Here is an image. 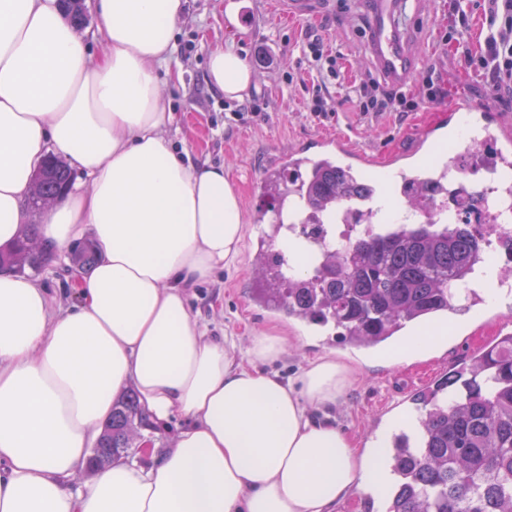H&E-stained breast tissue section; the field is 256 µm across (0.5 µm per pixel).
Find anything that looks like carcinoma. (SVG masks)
<instances>
[{
  "mask_svg": "<svg viewBox=\"0 0 512 512\" xmlns=\"http://www.w3.org/2000/svg\"><path fill=\"white\" fill-rule=\"evenodd\" d=\"M52 173L34 178L31 210L72 184L54 157ZM278 206L309 193L313 215L332 218L334 208L365 188L342 169L320 174L305 190L298 178H279ZM487 237L468 223L382 224L347 246L325 245L314 257L313 274L294 279L273 266L270 292L291 312L336 338L373 349L396 335L448 313L455 286L471 284L489 265ZM52 251L42 245L39 225H25L16 242L0 250V269L40 272ZM71 270L88 273L97 260L92 245L70 249ZM424 405L421 431L394 434L385 451L393 482L384 512H512V335L472 357L460 370L417 397ZM156 427L134 392L115 402L92 450L90 470L128 457L145 431Z\"/></svg>",
  "mask_w": 512,
  "mask_h": 512,
  "instance_id": "obj_1",
  "label": "carcinoma"
}]
</instances>
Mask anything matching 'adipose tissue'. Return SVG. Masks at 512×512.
<instances>
[{
    "mask_svg": "<svg viewBox=\"0 0 512 512\" xmlns=\"http://www.w3.org/2000/svg\"><path fill=\"white\" fill-rule=\"evenodd\" d=\"M187 4L96 0L94 56L58 0H0V246L29 222L33 174L55 152L86 181L45 207L41 237L62 251L87 233L98 252L65 311L0 273V512H332L386 491L351 437L309 418L345 395L351 365L326 352L287 383L260 365L288 337H251L240 362L189 312L188 289L238 260L247 227L223 167L194 165L169 137L157 66ZM208 82L240 101L254 75L216 48ZM447 337V322L423 327L394 360ZM129 387L154 423L179 414L184 426L149 463L120 459L75 486Z\"/></svg>",
    "mask_w": 512,
    "mask_h": 512,
    "instance_id": "1",
    "label": "adipose tissue"
}]
</instances>
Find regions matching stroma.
<instances>
[{
  "label": "stroma",
  "mask_w": 512,
  "mask_h": 512,
  "mask_svg": "<svg viewBox=\"0 0 512 512\" xmlns=\"http://www.w3.org/2000/svg\"><path fill=\"white\" fill-rule=\"evenodd\" d=\"M224 2L189 0L186 19L175 33V49L161 66L169 74L162 88L176 115L171 133L175 150L187 154L192 163L223 166L240 195L248 228L236 265L215 270L191 290L189 310L207 335L234 341L241 350L251 336L263 332L308 337L307 346L265 364V371L284 380L296 378L306 357L326 351L353 361L360 369L353 386L336 406L314 411L313 416L333 422L364 449L372 443V423L384 411L512 334V293H503L500 303L481 318L471 316L466 299H458L457 312L448 316L452 331L447 343L400 366L337 342L331 328L313 335L302 325L256 308L250 293L265 270L254 260V233L261 230L260 219L272 207L271 198L258 196L256 190L262 159L299 141L343 133L352 134L354 147L372 150L381 158L428 125L437 105L463 98L479 104L491 99L477 71L458 66L447 26L433 31L427 25L428 19L447 18L448 0H420L426 22L409 35L410 43L430 57L428 65L411 74V87L419 89L424 77L432 76L437 103L422 102L410 112L379 116H364L345 105L324 119L309 113L319 89L335 97L352 83L378 76L368 38L361 33L362 0H336L335 16L291 24L275 12L271 0H238V18L232 24L224 16ZM314 39L335 59L338 78L322 79L304 59L301 46ZM223 45L234 47L256 75L248 98L261 101L262 113L252 122L236 121L240 102L226 100L207 83L209 51Z\"/></svg>",
  "instance_id": "35a3bbf8"
}]
</instances>
